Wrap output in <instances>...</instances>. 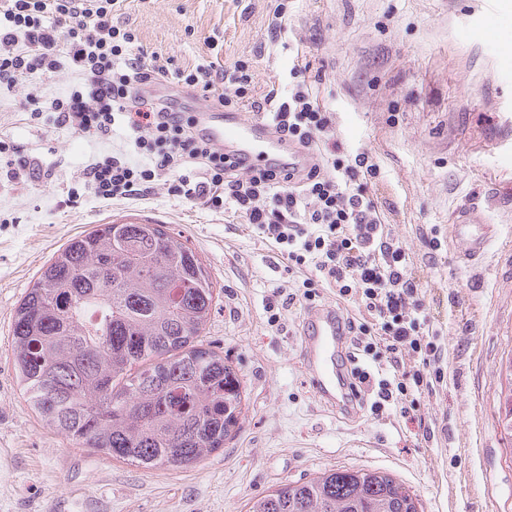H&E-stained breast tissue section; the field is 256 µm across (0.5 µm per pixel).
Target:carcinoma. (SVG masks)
Returning a JSON list of instances; mask_svg holds the SVG:
<instances>
[{"mask_svg":"<svg viewBox=\"0 0 512 512\" xmlns=\"http://www.w3.org/2000/svg\"><path fill=\"white\" fill-rule=\"evenodd\" d=\"M215 288L162 224L112 222L70 239L16 308L14 369L38 419L130 465L189 468L243 418L241 378L201 339ZM249 512H421L391 474L329 469L255 498Z\"/></svg>","mask_w":512,"mask_h":512,"instance_id":"cac0c4a2","label":"carcinoma"}]
</instances>
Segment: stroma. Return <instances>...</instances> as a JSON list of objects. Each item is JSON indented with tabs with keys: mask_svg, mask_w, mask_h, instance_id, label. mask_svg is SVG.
Listing matches in <instances>:
<instances>
[{
	"mask_svg": "<svg viewBox=\"0 0 512 512\" xmlns=\"http://www.w3.org/2000/svg\"><path fill=\"white\" fill-rule=\"evenodd\" d=\"M285 5L282 31L273 12ZM120 26L176 66L243 61L257 95L287 79L298 46L321 72V94L346 150L377 156L387 229L415 258L440 338L444 380L423 397L432 442L394 411L346 415L316 393L301 357L307 309L268 322L273 291L291 293L276 248L241 218L145 196L72 207L60 198L81 171L121 152L123 136L89 141L22 112L76 85L68 67L0 85V137L55 173L51 184L0 176V512H248L288 482L339 467L380 470L418 494L422 512H512V441L500 424L501 364L512 357V10L504 0H125ZM474 206L495 236L467 260L451 234ZM134 213L197 251L215 285L204 344L243 385L245 419L190 469L136 467L76 447L43 425L13 368L12 322L44 263L71 237ZM437 234L440 250L422 239Z\"/></svg>",
	"mask_w": 512,
	"mask_h": 512,
	"instance_id": "obj_1",
	"label": "stroma"
}]
</instances>
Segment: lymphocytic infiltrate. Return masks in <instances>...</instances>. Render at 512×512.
Masks as SVG:
<instances>
[{
  "label": "lymphocytic infiltrate",
  "mask_w": 512,
  "mask_h": 512,
  "mask_svg": "<svg viewBox=\"0 0 512 512\" xmlns=\"http://www.w3.org/2000/svg\"><path fill=\"white\" fill-rule=\"evenodd\" d=\"M123 2L0 0V83L68 65L81 79L76 89L46 105L26 96L22 109L91 140L125 128L126 152L88 165L82 190L100 202L122 201L163 179L173 197L242 218L277 246L302 302L314 304L327 286L337 301L357 303V315L344 321L347 404L374 415L392 405L418 420L420 398L440 373L439 331L410 254L384 232L380 167L368 150L350 153L338 142L330 112L304 79L310 64H294L287 90L270 89L258 100L244 64L222 80L208 67L186 72L172 58L136 50L135 33L112 22ZM171 79L200 88L231 112L250 103L282 141L318 152V160L288 170L224 154L174 99L145 98V88ZM0 172L23 183L54 176L6 140Z\"/></svg>",
  "instance_id": "obj_1"
}]
</instances>
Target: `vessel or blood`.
<instances>
[{
	"label": "vessel or blood",
	"instance_id": "b4317fda",
	"mask_svg": "<svg viewBox=\"0 0 512 512\" xmlns=\"http://www.w3.org/2000/svg\"><path fill=\"white\" fill-rule=\"evenodd\" d=\"M199 128L207 138L226 154L250 162L280 167L302 168L308 163L304 154L283 153L280 139L270 125L260 119L247 120L237 112L203 111L198 115ZM479 227L478 235L468 240L471 255H482L494 236V227L481 223L474 210L459 212L452 226L454 236H461L469 227ZM340 314L332 307L309 310L301 327V352L312 374V384L328 402H335L339 391L337 361L341 352Z\"/></svg>",
	"mask_w": 512,
	"mask_h": 512
}]
</instances>
